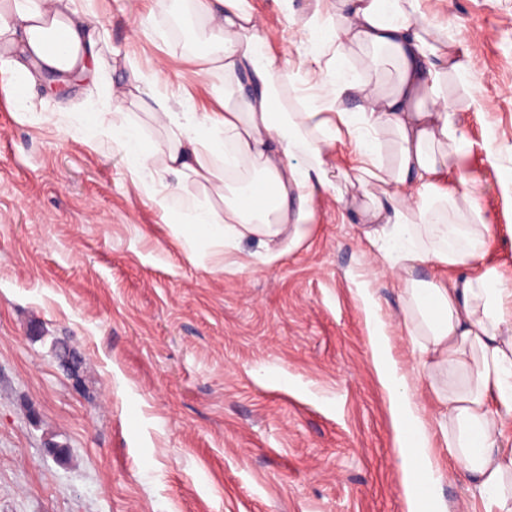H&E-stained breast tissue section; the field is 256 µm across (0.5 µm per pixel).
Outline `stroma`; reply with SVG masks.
I'll return each mask as SVG.
<instances>
[{
	"label": "stroma",
	"instance_id": "stroma-1",
	"mask_svg": "<svg viewBox=\"0 0 512 512\" xmlns=\"http://www.w3.org/2000/svg\"><path fill=\"white\" fill-rule=\"evenodd\" d=\"M181 0H74L103 26L112 71L36 77L19 112L0 74V512H407L390 403L370 321L420 410L436 394L404 320L403 284L355 212L320 199L296 242L243 238L189 259L102 132L160 128L133 98L110 99L132 64H159L171 101L211 108ZM282 59L299 35L275 0H250ZM461 33L475 71L463 174L492 228L484 265L512 289V0H421ZM279 252L264 264L257 254ZM80 358L70 375L54 355ZM448 512H485L433 437Z\"/></svg>",
	"mask_w": 512,
	"mask_h": 512
}]
</instances>
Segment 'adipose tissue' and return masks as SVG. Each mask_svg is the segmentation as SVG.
I'll use <instances>...</instances> for the list:
<instances>
[{"label": "adipose tissue", "instance_id": "1", "mask_svg": "<svg viewBox=\"0 0 512 512\" xmlns=\"http://www.w3.org/2000/svg\"><path fill=\"white\" fill-rule=\"evenodd\" d=\"M70 2L0 0V45L18 44L23 57L7 78L17 108L25 107L35 73L96 78L111 69L97 49L95 22ZM420 2L311 0L298 15L292 0H277L307 43L292 67L267 45V20L248 0H194L205 30L194 55L197 74L205 84L223 75L224 90L214 94L210 111L177 109L157 91L164 72L146 64L133 84L112 92L134 97L163 129V151L137 125H115L110 133L134 183L167 215L191 255L202 243L224 249L249 235L279 238L289 225L311 223L325 194L342 204L347 195L364 193L370 203L359 218L405 281V316L423 339L422 367L429 377L448 380L438 418L448 454L489 512H501L512 450L502 449L496 422L512 417V292L502 288L496 268L481 264L491 228L458 173L466 137L458 110L448 105V85L467 95L471 56L461 34L429 22ZM358 53L366 69H395L390 92L349 75L346 65ZM285 86L300 102L298 111H275ZM344 136L358 155L352 177L331 151ZM388 139L396 153L387 163L380 149ZM158 168L173 187L200 186L204 201L173 212L169 194L156 186ZM428 263L459 275L442 284L413 279ZM371 343L400 432L408 512H446L435 493L441 475L431 462V432L391 358L384 326Z\"/></svg>", "mask_w": 512, "mask_h": 512}]
</instances>
